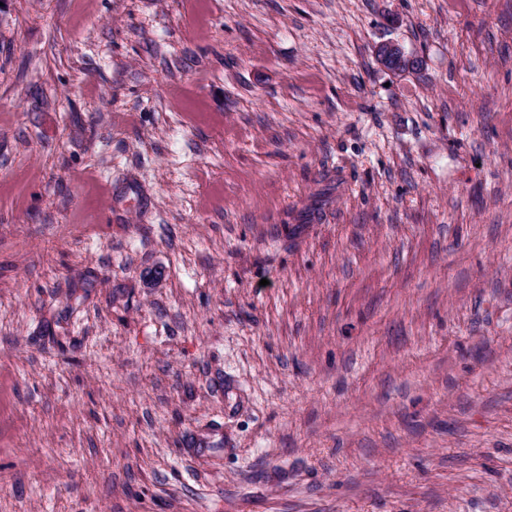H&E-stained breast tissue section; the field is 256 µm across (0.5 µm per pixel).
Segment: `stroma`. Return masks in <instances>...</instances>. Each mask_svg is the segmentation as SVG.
<instances>
[{
    "label": "stroma",
    "mask_w": 512,
    "mask_h": 512,
    "mask_svg": "<svg viewBox=\"0 0 512 512\" xmlns=\"http://www.w3.org/2000/svg\"><path fill=\"white\" fill-rule=\"evenodd\" d=\"M0 512H512V0H0ZM376 54L382 64H388L391 62L399 68H402L405 65H410L415 59H421L416 55L406 52L399 43L392 41L380 44L376 48Z\"/></svg>",
    "instance_id": "1"
}]
</instances>
